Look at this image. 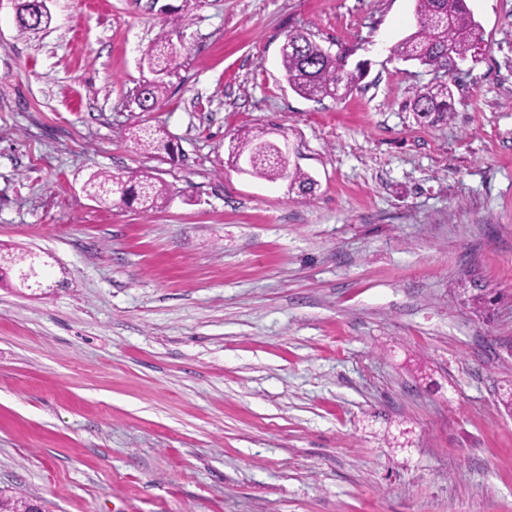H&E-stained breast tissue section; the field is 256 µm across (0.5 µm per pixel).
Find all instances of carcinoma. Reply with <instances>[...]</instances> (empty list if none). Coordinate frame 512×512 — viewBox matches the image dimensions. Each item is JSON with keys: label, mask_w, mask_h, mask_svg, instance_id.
Wrapping results in <instances>:
<instances>
[{"label": "carcinoma", "mask_w": 512, "mask_h": 512, "mask_svg": "<svg viewBox=\"0 0 512 512\" xmlns=\"http://www.w3.org/2000/svg\"><path fill=\"white\" fill-rule=\"evenodd\" d=\"M165 29L146 55L151 78L139 83L134 93V103L142 112H152L165 99L168 84L165 78L178 67L179 54L170 38L167 26L181 25L189 20V13L170 14V7H160ZM417 30L401 40L395 54L405 62L443 70L448 74L464 61L480 41V25L474 19L467 0H415ZM449 16L448 24L438 26L437 19ZM52 21L51 14L40 9L38 0H17L16 23L19 31L26 33L46 29ZM288 50L281 53L284 77L289 87L298 95L311 98L336 97L340 88L350 90L364 75L363 65L357 74L344 70L343 58L333 56L317 44L310 34L296 31L286 37ZM453 94L447 80L439 79L415 91L409 102L411 111L418 117L438 121L452 111ZM129 136L145 151L157 154L171 149V141L161 129L137 127ZM232 161L248 158L250 172L269 181L287 179L303 193L312 189L313 180L299 169H290L289 163L268 139V131L260 128L242 130L231 150ZM113 175L93 172L85 182L88 196L99 203H119L143 212L161 207L168 196V187L150 172H142L122 181L121 192L112 193Z\"/></svg>", "instance_id": "carcinoma-1"}]
</instances>
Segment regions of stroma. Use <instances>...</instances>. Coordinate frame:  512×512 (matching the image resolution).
<instances>
[{
  "label": "stroma",
  "mask_w": 512,
  "mask_h": 512,
  "mask_svg": "<svg viewBox=\"0 0 512 512\" xmlns=\"http://www.w3.org/2000/svg\"><path fill=\"white\" fill-rule=\"evenodd\" d=\"M482 41L454 110L409 107L394 59L414 0H202L153 112L132 102L153 0H0V493L42 512H512V0H468ZM300 30L339 98L283 76ZM164 127L173 153L125 136ZM261 127L314 181L241 172ZM147 170L148 213L82 185ZM38 1L43 9H47L44 0H17L16 23L22 34L49 28L51 24V14L41 10ZM281 49V64L289 87L298 95L311 98H335L344 82L345 91L351 90L364 75L363 64L357 75L344 70L343 57L332 56L310 34L296 31L288 34Z\"/></svg>",
  "instance_id": "1"
}]
</instances>
